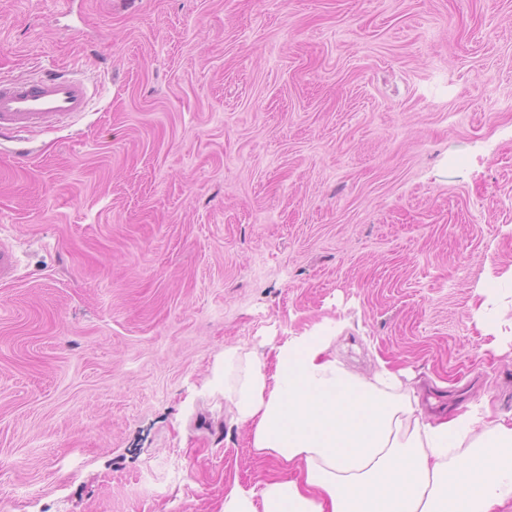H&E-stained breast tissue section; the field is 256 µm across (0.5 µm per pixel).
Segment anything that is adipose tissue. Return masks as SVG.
Segmentation results:
<instances>
[{
  "mask_svg": "<svg viewBox=\"0 0 512 512\" xmlns=\"http://www.w3.org/2000/svg\"><path fill=\"white\" fill-rule=\"evenodd\" d=\"M319 325L257 352L224 351V401L254 450L301 479L236 487L223 512H500L512 502V415L489 403L428 421L386 366L352 373Z\"/></svg>",
  "mask_w": 512,
  "mask_h": 512,
  "instance_id": "ef3b65f1",
  "label": "adipose tissue"
}]
</instances>
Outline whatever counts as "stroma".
I'll list each match as a JSON object with an SVG mask.
<instances>
[{"label":"stroma","mask_w":512,"mask_h":512,"mask_svg":"<svg viewBox=\"0 0 512 512\" xmlns=\"http://www.w3.org/2000/svg\"><path fill=\"white\" fill-rule=\"evenodd\" d=\"M0 0V72L84 79L0 137V507L222 512L299 478L224 403V349L320 324L446 420L512 412L477 319L512 272V0ZM19 263L13 248L0 244V283H8L15 279Z\"/></svg>","instance_id":"obj_1"}]
</instances>
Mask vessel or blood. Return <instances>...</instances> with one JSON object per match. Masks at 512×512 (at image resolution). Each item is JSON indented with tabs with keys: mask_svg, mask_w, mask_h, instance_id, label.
<instances>
[{
	"mask_svg": "<svg viewBox=\"0 0 512 512\" xmlns=\"http://www.w3.org/2000/svg\"><path fill=\"white\" fill-rule=\"evenodd\" d=\"M88 109L85 83L64 75L27 79L0 75V136L14 139L39 128L67 123ZM19 258L0 244V283L15 279Z\"/></svg>",
	"mask_w": 512,
	"mask_h": 512,
	"instance_id": "b4317fda",
	"label": "vessel or blood"
}]
</instances>
